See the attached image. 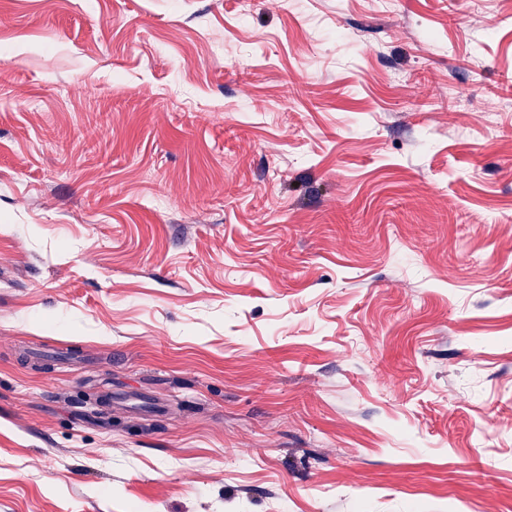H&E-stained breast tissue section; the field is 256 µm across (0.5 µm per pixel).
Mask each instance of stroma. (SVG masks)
Returning <instances> with one entry per match:
<instances>
[{"label":"stroma","mask_w":512,"mask_h":512,"mask_svg":"<svg viewBox=\"0 0 512 512\" xmlns=\"http://www.w3.org/2000/svg\"><path fill=\"white\" fill-rule=\"evenodd\" d=\"M237 7L0 0V512H512V0Z\"/></svg>","instance_id":"35a3bbf8"}]
</instances>
